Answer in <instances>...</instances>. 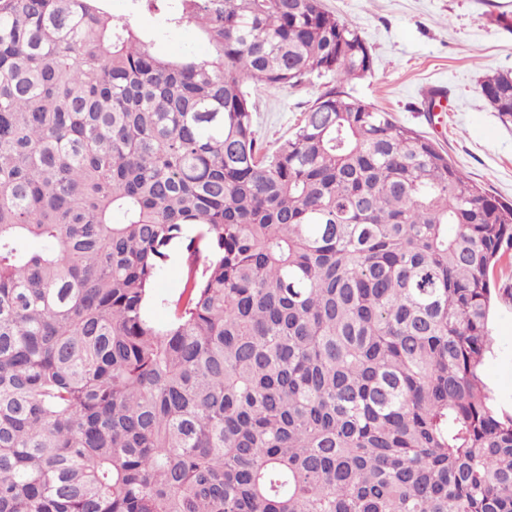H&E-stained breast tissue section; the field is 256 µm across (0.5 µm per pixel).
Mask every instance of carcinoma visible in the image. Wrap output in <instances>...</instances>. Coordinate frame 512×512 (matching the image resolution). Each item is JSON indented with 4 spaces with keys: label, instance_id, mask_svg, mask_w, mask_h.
I'll list each match as a JSON object with an SVG mask.
<instances>
[{
    "label": "carcinoma",
    "instance_id": "1",
    "mask_svg": "<svg viewBox=\"0 0 512 512\" xmlns=\"http://www.w3.org/2000/svg\"><path fill=\"white\" fill-rule=\"evenodd\" d=\"M133 2L207 57L0 0V512H512V203L346 91L374 58L323 0ZM315 79L263 150L245 85ZM479 89L512 120V71ZM182 284V267L176 255L171 258L165 272L157 282L156 288L166 296H174L178 293ZM502 292L490 323L496 346L485 361L483 375L501 406L512 412V298L502 296Z\"/></svg>",
    "mask_w": 512,
    "mask_h": 512
}]
</instances>
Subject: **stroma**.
<instances>
[{"label": "stroma", "instance_id": "obj_1", "mask_svg": "<svg viewBox=\"0 0 512 512\" xmlns=\"http://www.w3.org/2000/svg\"><path fill=\"white\" fill-rule=\"evenodd\" d=\"M371 48V74L348 86L358 100L392 112L446 150L467 176L493 195L512 200V122H503L482 97L480 78L512 70V0H324ZM104 8L147 33L162 56L186 51L206 57L194 26L171 30L132 0ZM442 91L437 106L428 92ZM319 84L252 91L257 138L269 150L291 133L320 95ZM496 346L483 375L501 406L512 412V298L499 297L490 323Z\"/></svg>", "mask_w": 512, "mask_h": 512}]
</instances>
